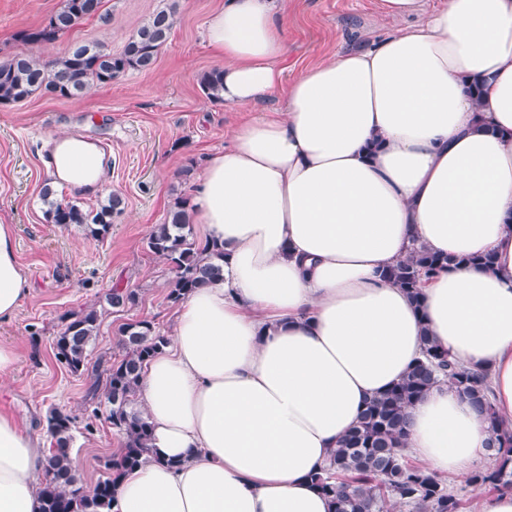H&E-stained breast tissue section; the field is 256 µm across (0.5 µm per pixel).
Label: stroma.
<instances>
[{
  "instance_id": "obj_1",
  "label": "stroma",
  "mask_w": 512,
  "mask_h": 512,
  "mask_svg": "<svg viewBox=\"0 0 512 512\" xmlns=\"http://www.w3.org/2000/svg\"><path fill=\"white\" fill-rule=\"evenodd\" d=\"M223 2L180 0L171 37L151 71L126 73L78 99L37 94L0 108V224L15 229L16 257L29 285L16 314L0 320V341L17 354L0 388V406L42 437L50 408L75 416L76 474L87 487L103 478L106 462L122 446L105 414H94L87 403L89 387L121 358L120 326L148 319L165 334L176 311L167 299L173 273L148 251V235L165 222L176 198H192L207 156L223 147L240 117L237 108L208 99L199 84L203 72L221 65L207 48L204 31ZM161 3L103 0L97 15L54 43L40 44L22 41L19 34L44 25L61 0H0V61L17 53L51 58L74 41L119 49ZM378 5L379 0H288L287 78L327 54L361 49L388 34L393 23ZM77 130L112 141V171L89 195L56 182L40 164L39 133L64 138ZM47 183L58 199L79 201L87 210L121 194L124 209L113 216L110 235L99 242L81 226L48 223L40 199ZM115 288L136 290V305L107 309L85 371L71 373L55 358L61 317L98 304Z\"/></svg>"
}]
</instances>
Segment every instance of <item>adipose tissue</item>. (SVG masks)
Here are the masks:
<instances>
[{
    "label": "adipose tissue",
    "mask_w": 512,
    "mask_h": 512,
    "mask_svg": "<svg viewBox=\"0 0 512 512\" xmlns=\"http://www.w3.org/2000/svg\"><path fill=\"white\" fill-rule=\"evenodd\" d=\"M286 3L224 0L206 21L225 104H281L237 124L198 178L191 220L223 275L184 298L141 374L156 455L123 474L118 512H332L311 474L425 331L490 374L512 425V0H381L389 34L291 81ZM416 247L458 260L417 304L384 276ZM27 293L0 224V320ZM487 439L451 381L408 410L429 471L468 477ZM45 457L0 409V512H38Z\"/></svg>",
    "instance_id": "adipose-tissue-1"
}]
</instances>
